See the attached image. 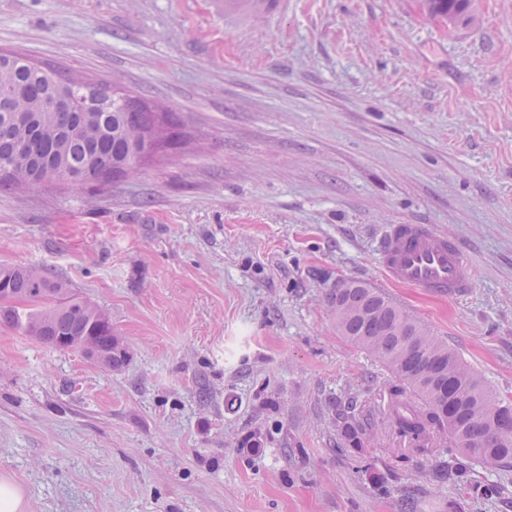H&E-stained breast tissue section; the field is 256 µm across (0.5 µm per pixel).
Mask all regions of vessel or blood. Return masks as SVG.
Listing matches in <instances>:
<instances>
[{
    "mask_svg": "<svg viewBox=\"0 0 512 512\" xmlns=\"http://www.w3.org/2000/svg\"><path fill=\"white\" fill-rule=\"evenodd\" d=\"M378 263L391 283L439 296H462L474 279L461 246L428 224L388 225Z\"/></svg>",
    "mask_w": 512,
    "mask_h": 512,
    "instance_id": "vessel-or-blood-1",
    "label": "vessel or blood"
}]
</instances>
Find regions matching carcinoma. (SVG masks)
<instances>
[{"label":"carcinoma","instance_id":"obj_1","mask_svg":"<svg viewBox=\"0 0 512 512\" xmlns=\"http://www.w3.org/2000/svg\"><path fill=\"white\" fill-rule=\"evenodd\" d=\"M423 5L453 26L475 19L474 0H423ZM78 85L22 55L0 63V161L13 164L11 178L0 180V187L57 182L62 168L73 185L99 183L128 161L130 142L138 134H149L156 148L175 141L173 123L162 125L159 113L123 92L93 109L52 111L55 98ZM2 288L29 307L21 311L0 301L1 324L60 350H79L90 342L104 368L118 371L128 362L112 323L87 313L66 282L37 268L4 266ZM328 302L340 334L394 376L389 387L394 418L416 451H427L434 433L446 429L454 445L448 452L491 466L512 463V399L494 392L446 341L363 282L342 284Z\"/></svg>","mask_w":512,"mask_h":512}]
</instances>
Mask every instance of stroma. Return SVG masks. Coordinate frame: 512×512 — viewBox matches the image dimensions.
Instances as JSON below:
<instances>
[{
    "label": "stroma",
    "mask_w": 512,
    "mask_h": 512,
    "mask_svg": "<svg viewBox=\"0 0 512 512\" xmlns=\"http://www.w3.org/2000/svg\"><path fill=\"white\" fill-rule=\"evenodd\" d=\"M1 50L179 134L114 180L0 190V266L67 282L130 355L111 371L0 325L22 512H512V466L443 480L447 434L397 436L391 373L326 301L380 289L512 398V0L459 27L420 0H0ZM390 224L456 239L468 293L392 286Z\"/></svg>",
    "instance_id": "stroma-1"
}]
</instances>
